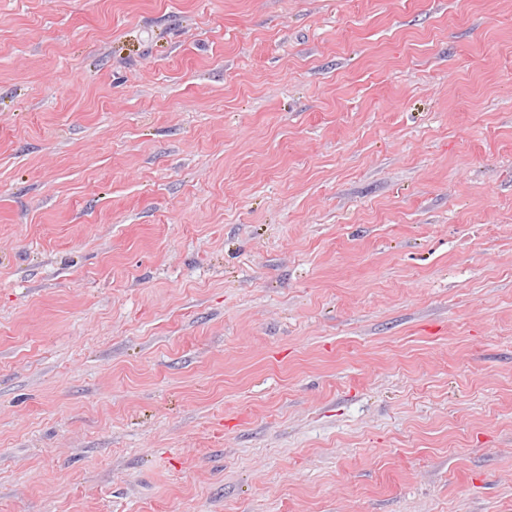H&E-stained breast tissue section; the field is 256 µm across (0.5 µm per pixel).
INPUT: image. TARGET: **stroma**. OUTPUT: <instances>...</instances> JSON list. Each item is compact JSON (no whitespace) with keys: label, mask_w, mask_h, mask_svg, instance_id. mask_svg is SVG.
<instances>
[{"label":"stroma","mask_w":512,"mask_h":512,"mask_svg":"<svg viewBox=\"0 0 512 512\" xmlns=\"http://www.w3.org/2000/svg\"><path fill=\"white\" fill-rule=\"evenodd\" d=\"M0 512H512V0H0Z\"/></svg>","instance_id":"obj_1"}]
</instances>
